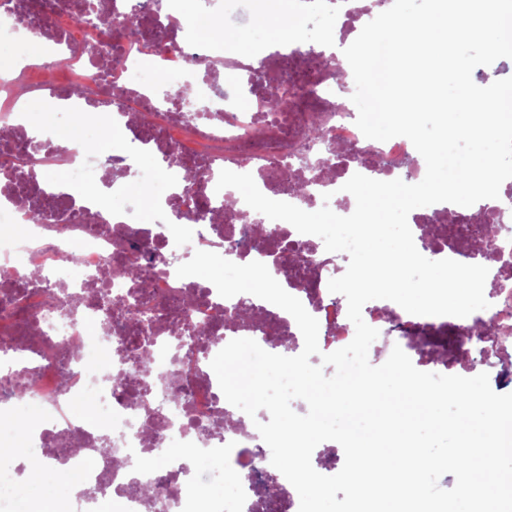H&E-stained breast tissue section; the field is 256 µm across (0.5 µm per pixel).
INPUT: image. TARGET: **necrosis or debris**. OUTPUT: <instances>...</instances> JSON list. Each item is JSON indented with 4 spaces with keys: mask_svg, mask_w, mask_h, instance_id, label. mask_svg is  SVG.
I'll return each instance as SVG.
<instances>
[{
    "mask_svg": "<svg viewBox=\"0 0 512 512\" xmlns=\"http://www.w3.org/2000/svg\"><path fill=\"white\" fill-rule=\"evenodd\" d=\"M42 2L0 0V45L45 51L36 61L0 59V153L35 152L42 159L39 193L0 180V217L28 227L13 235L0 226V357L8 372L27 378L24 393L0 390V429L24 428L26 454L73 474L75 487L63 495L59 512H90L105 501L118 512H298L286 478H279L276 497L260 494L264 442L249 416L227 402L210 366L236 338L253 339L271 353L299 354L304 340L294 318L257 297L248 315L237 316V298L221 297L209 281L178 277L176 269L198 250L276 267L281 286L317 319L319 345L332 352L352 341L347 306L328 289L344 273L338 254L288 222L255 221L244 199L225 208L216 184L221 170L248 173L271 199L308 212L326 205L347 216L352 209L341 187L354 174L390 181L409 160L410 183L424 178L426 165L409 139L371 140L356 125L349 98L355 83L342 49L348 24L365 26L372 8L361 0H292L305 16L337 15L340 50L314 62L292 48L308 94L290 103L288 124L265 123L258 135L253 113L239 107L252 64L232 49L218 51L203 32L259 14L268 0H202L195 18L176 23L164 51L148 58L115 42L109 27L76 24L86 0H65V8L47 13ZM147 60L165 79L193 84L194 102L157 98L140 78ZM62 71L93 87V96L68 97L67 84L57 79ZM44 96L55 99L57 111L40 122L23 102ZM118 96L124 109L115 112L110 103ZM316 119L321 140L308 134ZM61 126L91 136L64 141L56 134ZM116 126L138 133L139 153L165 162L168 187L159 199L168 223L142 224L126 183L104 177L107 167L126 166L125 155L103 149ZM329 145L339 152L332 167ZM189 165L197 171L192 182L185 178ZM60 169L70 178L54 180ZM112 197L121 199L120 207L109 206ZM471 213L459 205L445 213L430 207L412 211L408 223L415 244L435 243L438 258L488 268L486 339L469 342L472 317L416 316L374 300L362 310L379 332L369 348L373 365L398 346L419 370L465 376L480 365L497 367L512 351V229L503 228L498 252H481L479 221ZM130 247L142 260L144 283L134 300L127 282L110 274L118 250ZM162 302L170 314L133 338L143 311ZM187 321L216 327L189 369L185 347L170 335L171 325Z\"/></svg>",
    "mask_w": 512,
    "mask_h": 512,
    "instance_id": "1",
    "label": "necrosis or debris"
}]
</instances>
